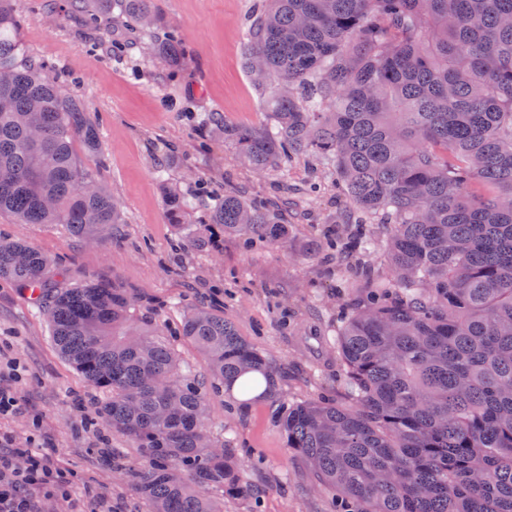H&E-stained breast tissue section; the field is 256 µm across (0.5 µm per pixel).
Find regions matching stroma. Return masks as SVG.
Instances as JSON below:
<instances>
[{
  "label": "stroma",
  "instance_id": "obj_1",
  "mask_svg": "<svg viewBox=\"0 0 512 512\" xmlns=\"http://www.w3.org/2000/svg\"><path fill=\"white\" fill-rule=\"evenodd\" d=\"M34 3L13 0L22 19L18 37L26 54L52 66L59 82L89 105L99 124V149L86 153L79 142L74 149L120 201L125 222L111 240L88 245L62 225L19 224L1 214L0 237L51 256L66 282L102 280L127 289L141 316L164 327L198 374H207L209 361L178 334L186 303L236 325L271 362L281 399L344 402L336 355L323 332L359 302L362 290L349 264L324 261L320 238L327 216L346 203L338 186L323 182L307 202L289 206L285 247L257 240L246 248L228 235L214 248L173 250L183 230L167 219L164 185L187 192L201 179L217 192L234 186L270 198L274 182L302 185L311 177L304 159L256 175L238 163L223 134L203 136L197 128L202 112L243 126L270 122L268 92L254 85L244 66L255 0H155L163 23L182 37L181 63L172 70L138 45L101 57L94 44L122 36L121 27L90 28L77 15L35 12ZM0 388L20 404L18 413L0 415V435L16 447L48 453L74 475L71 500L34 492L37 512H151L120 476L143 467L145 453L125 436L88 428L99 418L102 393L59 355L30 295L3 278ZM272 408L266 398L211 392L209 417L253 492L243 499L214 488L211 497L223 502L224 512H333L334 491L287 448Z\"/></svg>",
  "mask_w": 512,
  "mask_h": 512
}]
</instances>
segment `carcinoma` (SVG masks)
Segmentation results:
<instances>
[{"label": "carcinoma", "instance_id": "1", "mask_svg": "<svg viewBox=\"0 0 512 512\" xmlns=\"http://www.w3.org/2000/svg\"><path fill=\"white\" fill-rule=\"evenodd\" d=\"M114 10L126 30H149L156 58L180 63L179 31L160 25L153 0H91L85 14ZM20 25L0 0V213L109 239L123 212L73 149L78 138L96 152L98 126L25 55ZM244 65L269 89L272 124L203 112L199 129L224 131L258 173L311 158L341 184L348 207L325 246L373 293L328 340L348 403L277 401L287 447L336 491V512H512V0H260ZM165 204L188 248L205 244L201 206L209 232L288 241L283 207L236 188L203 205L167 189ZM51 268L0 238V277L30 292L61 357L105 395V426L145 450L135 489L153 512H224L213 487L250 496L207 399L247 374L276 398L265 356L192 307L181 335L208 358L206 383L125 289L47 292Z\"/></svg>", "mask_w": 512, "mask_h": 512}]
</instances>
